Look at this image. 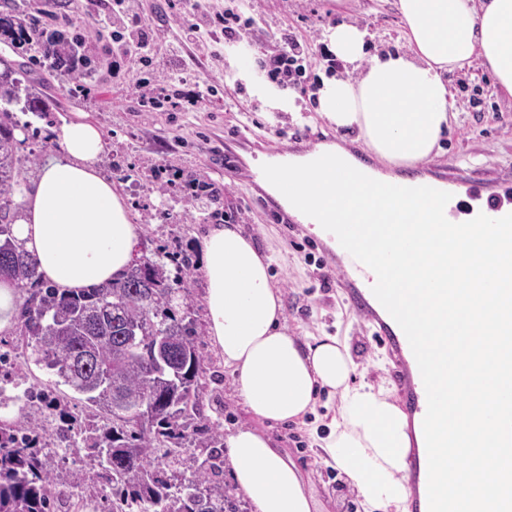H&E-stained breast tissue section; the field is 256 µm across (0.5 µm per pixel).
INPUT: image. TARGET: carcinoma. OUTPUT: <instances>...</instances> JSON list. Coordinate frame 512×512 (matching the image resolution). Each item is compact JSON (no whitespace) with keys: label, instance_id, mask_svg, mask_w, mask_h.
<instances>
[{"label":"carcinoma","instance_id":"obj_1","mask_svg":"<svg viewBox=\"0 0 512 512\" xmlns=\"http://www.w3.org/2000/svg\"><path fill=\"white\" fill-rule=\"evenodd\" d=\"M19 36L52 70L74 59L78 38L64 17L47 26L22 16ZM24 72L0 71V101L20 100L44 112L43 94L22 85ZM12 112L0 110V267L23 296L20 335L31 344L35 364L56 383L26 393L22 420L0 425V512H61L68 495L80 491L99 499L105 512H236L233 492L223 481L219 431L201 428L200 377L205 358L196 345L188 308L187 255L171 256L182 276L172 286L165 265L144 257L123 279L62 291L41 280L38 259L17 244L11 207L17 180ZM66 385L84 396L85 407L109 416L110 423L76 430L78 416ZM54 422L49 442L87 452L96 464L95 484L44 451L45 422ZM208 434L205 457L196 454L197 435Z\"/></svg>","mask_w":512,"mask_h":512}]
</instances>
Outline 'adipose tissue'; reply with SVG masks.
Instances as JSON below:
<instances>
[{"instance_id": "ef3b65f1", "label": "adipose tissue", "mask_w": 512, "mask_h": 512, "mask_svg": "<svg viewBox=\"0 0 512 512\" xmlns=\"http://www.w3.org/2000/svg\"><path fill=\"white\" fill-rule=\"evenodd\" d=\"M405 52L375 56L356 79L329 81L320 97L322 116L336 129L356 131L358 141L383 165L372 175L374 206L390 219L379 235L394 242L397 259L387 286L430 335L451 338L452 349L430 354L433 369L455 366L462 398L455 411L440 408L433 426L444 442L411 432L406 414L384 390L353 383L349 349L333 336H295L288 330L279 288L269 272L271 258L240 224H212L200 249L205 279L207 329L233 370L236 395L257 419L300 422L317 390L339 399L321 448L365 512H406L411 495L408 452L426 446L433 461L421 491H452L461 508L471 498L498 490L495 477L512 471V412L496 424L487 419L494 398L512 389L500 372L505 315L492 283L500 267L512 266V244H501L493 225L448 221L444 202L392 197L401 171L430 162L456 118L457 102L448 74L489 73L501 95L512 98V0H395ZM367 33L337 24L329 43L338 60L355 63L365 54ZM58 156L40 168L31 186L19 187V217L13 235L35 255L51 286L80 291L126 273L140 225L131 222L123 197L100 169L104 142L86 121L63 124L56 133ZM334 165L301 181L310 201L335 209L344 219L350 196L351 155L330 147ZM457 288L448 306L429 305L427 286ZM225 460L237 492L255 512H313L314 499L296 463L274 440L249 427L224 439Z\"/></svg>"}]
</instances>
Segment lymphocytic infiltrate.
<instances>
[{
	"label": "lymphocytic infiltrate",
	"mask_w": 512,
	"mask_h": 512,
	"mask_svg": "<svg viewBox=\"0 0 512 512\" xmlns=\"http://www.w3.org/2000/svg\"><path fill=\"white\" fill-rule=\"evenodd\" d=\"M182 9L183 26L176 40L165 44L154 37L150 25L134 10L132 0H110L107 6L103 19L114 29L113 54L137 58L141 67L156 70L160 79L155 86L140 79L134 81L140 102H154L161 85H186L195 54L208 51L219 37L236 36L251 26L249 20L231 9L210 12L201 9L194 0H183ZM305 59L303 44L293 34L284 32L273 47L262 51L258 66L277 87L298 89L307 79Z\"/></svg>",
	"instance_id": "1"
}]
</instances>
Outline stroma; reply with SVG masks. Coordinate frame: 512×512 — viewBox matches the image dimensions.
<instances>
[{"label":"stroma","mask_w":512,"mask_h":512,"mask_svg":"<svg viewBox=\"0 0 512 512\" xmlns=\"http://www.w3.org/2000/svg\"><path fill=\"white\" fill-rule=\"evenodd\" d=\"M209 5L215 11H240L251 19L253 33L211 44L212 56L202 59L197 77L210 85L212 97L196 112L171 108L159 112L141 106L131 88L132 68L127 60L113 56L110 38L91 46V55L99 60L97 71L76 76L41 67L24 46L0 35V58L24 68L50 103L45 112L24 111L19 102L10 106L20 124L14 132L15 154L26 160L20 178L31 180L39 163L55 156V131L63 123L83 119L97 125L105 145L101 170L114 180L132 221L142 227L138 255L194 256L208 225H245L258 246L274 258L271 273L291 332L346 340L356 365L353 382L396 389L394 356L374 342L354 308L353 281L337 270L341 257L315 242L304 225L282 224L268 216L260 192L234 182L223 165L212 159L241 131L252 141L247 152L253 158L277 140L292 146L307 133L320 144L351 145L353 134L330 128L320 115L319 95L324 82L351 76L353 70L328 67L319 58V46L331 27L348 22L367 30V55L401 48L402 22L394 0H210ZM27 13L44 24L66 15L75 19L82 37L93 32L83 0H0L2 15ZM286 30L306 42L305 65L313 80L307 91H281V98L294 99L297 110L293 113L270 109L256 89L257 83L266 80L256 63L259 48L273 45ZM448 79L458 102L457 122L444 134L440 153L426 172L461 174L490 186L512 174V100L497 94L491 77L485 75L452 73ZM172 168L210 184L218 193L216 200L197 198L186 184L169 181ZM308 253L313 261H305ZM204 293L201 275H193L188 282L189 313L198 349L211 371L200 390L205 421L219 424L224 434L247 426L271 436L310 478L318 512H362L357 496L344 486L336 469L322 461L316 445L328 433L336 400L319 394L313 413L299 423L273 424L252 416L235 393L232 371L207 334ZM4 352L22 353L23 360L0 365V400H12L33 386L50 383L51 374L30 359L18 331L0 341V353Z\"/></svg>","instance_id":"stroma-1"}]
</instances>
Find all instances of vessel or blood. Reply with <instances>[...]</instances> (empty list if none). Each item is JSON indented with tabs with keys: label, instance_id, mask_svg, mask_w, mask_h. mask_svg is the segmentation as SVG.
I'll return each mask as SVG.
<instances>
[{
	"label": "vessel or blood",
	"instance_id": "b4317fda",
	"mask_svg": "<svg viewBox=\"0 0 512 512\" xmlns=\"http://www.w3.org/2000/svg\"><path fill=\"white\" fill-rule=\"evenodd\" d=\"M311 154L308 148L296 151L276 147L266 153L259 167L247 169L244 179L251 185L269 183L272 174L309 165ZM461 192L473 197L481 195L479 189L464 184L460 177L445 173L424 183L405 182L394 190L398 197L427 196L443 201ZM484 198L487 219L494 224L499 240L512 244V208H506L502 193L493 191ZM264 199L269 210L283 223L321 225L327 237L336 241L361 281L360 288L352 295L355 309L367 315L375 341L401 357L402 366L396 379L403 406L422 424H430L446 396L455 395V377L450 371L430 373L426 352L437 344V337L429 335L423 324L411 320L386 292V274L396 253L385 238L376 235L370 222L371 209L363 201H355L347 218L340 223L330 212L304 202L300 191L294 189L279 186L265 194ZM410 509L411 512H458L457 501L450 494L425 499L420 493H413ZM471 512H512V491L499 493L489 502L474 500Z\"/></svg>",
	"mask_w": 512,
	"mask_h": 512
}]
</instances>
